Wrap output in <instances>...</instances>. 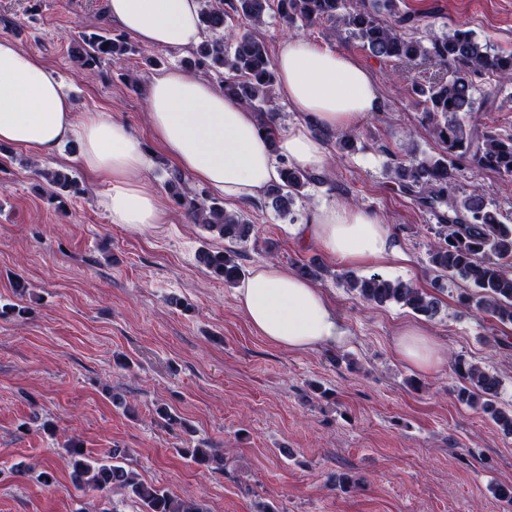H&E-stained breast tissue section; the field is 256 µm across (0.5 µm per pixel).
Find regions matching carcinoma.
Listing matches in <instances>:
<instances>
[{"mask_svg":"<svg viewBox=\"0 0 512 512\" xmlns=\"http://www.w3.org/2000/svg\"><path fill=\"white\" fill-rule=\"evenodd\" d=\"M399 3L400 0H277V10L289 24L300 20L313 25L339 18L349 36L372 56L425 63L442 71L435 81L413 86L440 153L400 162L390 169L391 177L437 217L438 224L433 227L437 241L429 252V263L441 275L467 283L468 288L459 295L460 302L501 324H512V215L503 214L481 192L461 198L454 193L455 171L462 163L512 177V136L502 138L464 121L475 111L476 79L495 76L503 83H512V51H493L473 31L462 28L426 39L413 36L406 28H415L417 18L401 11ZM270 9L271 0H201L202 23L213 38L204 41L186 60L191 69L224 75V95L261 113L275 111L270 95L276 81L273 60L262 40L249 33L240 34L226 23L236 18L259 26ZM130 52L132 49L121 36L90 33L78 43L76 59L81 68L94 70ZM35 174L47 186L50 199L60 198L63 191L80 192L79 182L67 171L37 167ZM280 175L281 183L270 188L266 197L279 216L292 220L295 199L322 177L286 164L281 166ZM167 188L173 202L186 210L192 223L230 243L248 239L252 227L242 214L224 209L223 203L206 191L188 187L179 171L168 172ZM198 261L207 274L227 286L236 285L242 278L243 269L227 252L203 250ZM295 272L317 281L325 270L314 262H303L297 264ZM338 277L347 288L377 306L397 303L429 319L438 312L437 298L411 282L379 274L358 278L340 273ZM455 372L461 381L457 399L488 415L504 435L511 436L512 411L497 402L499 377L460 357L455 359ZM64 450L69 458L71 482L78 489L118 488L138 503L142 512H205L197 501L175 497L142 480L125 462L123 448H114L108 456L96 458L78 440L70 439ZM182 452L198 466L224 467V457L209 448L196 445Z\"/></svg>","mask_w":512,"mask_h":512,"instance_id":"carcinoma-1","label":"carcinoma"}]
</instances>
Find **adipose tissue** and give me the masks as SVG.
<instances>
[{
    "instance_id": "adipose-tissue-1",
    "label": "adipose tissue",
    "mask_w": 512,
    "mask_h": 512,
    "mask_svg": "<svg viewBox=\"0 0 512 512\" xmlns=\"http://www.w3.org/2000/svg\"><path fill=\"white\" fill-rule=\"evenodd\" d=\"M110 19L141 44L190 51L205 38L200 0H107ZM278 93L298 119L268 140L259 116L208 79L172 68L146 87L151 134L160 150L198 185L235 205L259 201L279 179L277 157L323 172V134L354 129L381 112L370 69L347 53L303 37L282 40L274 57ZM81 166L105 185L100 205L112 223L130 229L168 223L169 211L147 175L154 155L127 122L100 112L77 114L61 79L38 56L0 38V143L42 157L67 142ZM301 243L354 265L400 254L389 225L348 204L321 205L297 229ZM251 328L277 348L306 352L346 343L349 330L325 292L276 262L261 263L236 289ZM396 355L422 372L440 363L436 341L422 327L405 326Z\"/></svg>"
}]
</instances>
